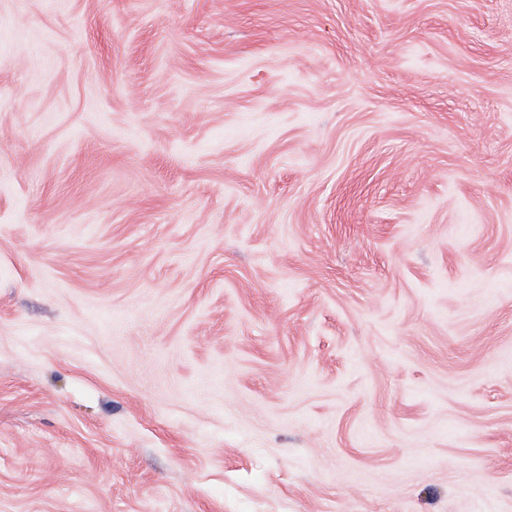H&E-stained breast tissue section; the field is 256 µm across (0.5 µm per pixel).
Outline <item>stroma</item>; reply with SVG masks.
<instances>
[{
  "instance_id": "obj_1",
  "label": "stroma",
  "mask_w": 512,
  "mask_h": 512,
  "mask_svg": "<svg viewBox=\"0 0 512 512\" xmlns=\"http://www.w3.org/2000/svg\"><path fill=\"white\" fill-rule=\"evenodd\" d=\"M0 512H512V0H0Z\"/></svg>"
}]
</instances>
